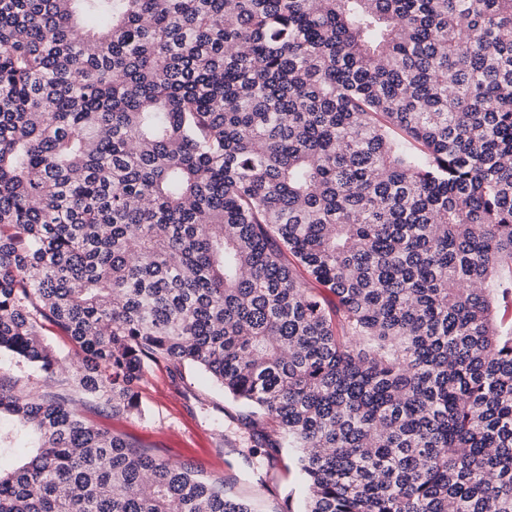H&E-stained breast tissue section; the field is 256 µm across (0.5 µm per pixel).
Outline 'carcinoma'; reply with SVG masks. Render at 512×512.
Listing matches in <instances>:
<instances>
[{"mask_svg":"<svg viewBox=\"0 0 512 512\" xmlns=\"http://www.w3.org/2000/svg\"><path fill=\"white\" fill-rule=\"evenodd\" d=\"M511 309L512 0H0V353L77 359L0 377V512H254L74 408L151 366L301 512H512ZM10 376L17 381L19 387L30 388L43 385V378L31 376V371L23 364H17L14 360L6 357L0 358V372Z\"/></svg>","mask_w":512,"mask_h":512,"instance_id":"cac0c4a2","label":"carcinoma"}]
</instances>
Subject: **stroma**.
Returning a JSON list of instances; mask_svg holds the SVG:
<instances>
[{"label": "stroma", "instance_id": "35a3bbf8", "mask_svg": "<svg viewBox=\"0 0 512 512\" xmlns=\"http://www.w3.org/2000/svg\"><path fill=\"white\" fill-rule=\"evenodd\" d=\"M146 406L139 417H96L113 434L131 437L159 456L223 479L231 496L254 503L257 512H298L305 490L294 459L281 452L266 486L250 477L257 456L246 448L237 427L239 407L229 403L207 375L186 371L184 378L156 368L147 376Z\"/></svg>", "mask_w": 512, "mask_h": 512}]
</instances>
